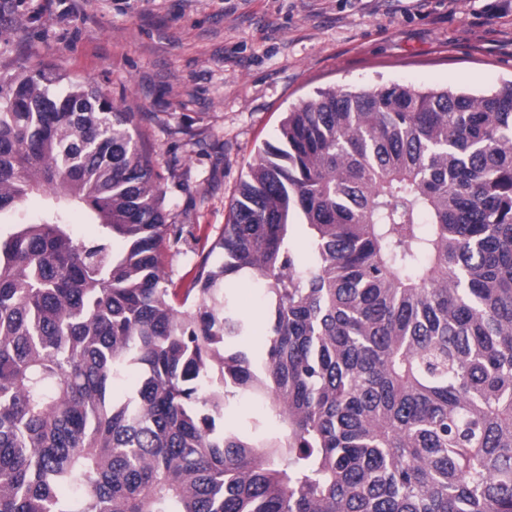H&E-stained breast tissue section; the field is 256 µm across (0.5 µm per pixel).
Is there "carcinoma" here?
I'll use <instances>...</instances> for the list:
<instances>
[{
    "label": "carcinoma",
    "instance_id": "carcinoma-1",
    "mask_svg": "<svg viewBox=\"0 0 512 512\" xmlns=\"http://www.w3.org/2000/svg\"><path fill=\"white\" fill-rule=\"evenodd\" d=\"M56 81L0 76V512H512V81L321 92L177 283L136 113ZM235 291L242 313L250 320L255 330V335L248 337V344L253 348H258L266 338L264 334L267 329V315L261 296L246 279H242L238 283ZM260 409V406L249 399H241L233 408L226 412L224 424L226 428L237 429L242 426L245 418Z\"/></svg>",
    "mask_w": 512,
    "mask_h": 512
}]
</instances>
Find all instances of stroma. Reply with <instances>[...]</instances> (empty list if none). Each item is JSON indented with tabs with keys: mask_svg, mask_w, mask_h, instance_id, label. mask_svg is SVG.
Here are the masks:
<instances>
[{
	"mask_svg": "<svg viewBox=\"0 0 512 512\" xmlns=\"http://www.w3.org/2000/svg\"><path fill=\"white\" fill-rule=\"evenodd\" d=\"M43 64L137 113L180 278L222 235L287 112L329 88L492 90L512 80V0H0V64Z\"/></svg>",
	"mask_w": 512,
	"mask_h": 512,
	"instance_id": "1",
	"label": "stroma"
}]
</instances>
